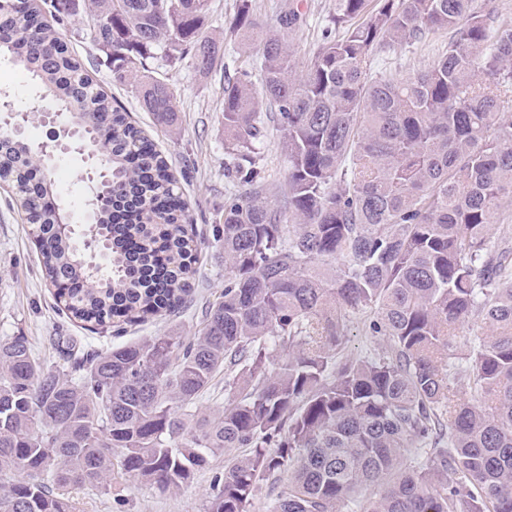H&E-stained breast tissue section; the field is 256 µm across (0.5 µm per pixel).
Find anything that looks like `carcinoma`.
Masks as SVG:
<instances>
[{
    "label": "carcinoma",
    "mask_w": 512,
    "mask_h": 512,
    "mask_svg": "<svg viewBox=\"0 0 512 512\" xmlns=\"http://www.w3.org/2000/svg\"><path fill=\"white\" fill-rule=\"evenodd\" d=\"M336 0L297 74L305 22L281 0L252 68L224 85V291L191 336L172 330L49 366L27 339L0 343V512H78L68 489L127 477L165 492L225 453L205 512H248L288 471L273 512H512V25L497 0ZM86 14L114 81L155 124L176 99L148 63L224 58L204 30L212 0H0V55L49 90L102 156L112 204L88 199L105 264L61 232L49 162L0 118V181L36 226L42 274L93 330L174 315L197 263L186 204L154 143L94 92L64 18ZM252 0L230 25L254 42ZM453 31L406 79L376 53ZM277 124L288 174L275 199L252 159ZM293 223H282L283 214ZM368 316L373 356L342 354ZM482 333L459 354L471 319ZM224 383V411L199 402ZM25 479L15 481L11 473ZM286 476V472H278L275 474V477H270L268 480L262 482L251 501L249 512H270L278 486L286 481Z\"/></svg>",
    "instance_id": "1"
}]
</instances>
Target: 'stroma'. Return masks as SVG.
Masks as SVG:
<instances>
[{
  "mask_svg": "<svg viewBox=\"0 0 512 512\" xmlns=\"http://www.w3.org/2000/svg\"><path fill=\"white\" fill-rule=\"evenodd\" d=\"M336 0H302L305 24L291 37L296 66L304 68L309 52L321 39V31ZM237 0H214L208 30L224 40V61L207 75L196 74L188 64L161 71V79L176 94L179 121L174 132L156 126L129 87L112 79V69L98 57L89 29L81 16L69 17L66 25L72 54L79 57L97 88L112 95L164 152L176 177L179 192L197 230L196 283L189 307L175 316L123 325L120 334L91 333L70 320L63 306L42 277L39 251L30 233L24 212L15 202L12 189L0 186V342L13 336L29 340L37 357L47 364L59 362L64 354L107 350L112 346L146 336H158L170 329L190 332L202 321L204 303L214 300L224 288V247L215 228L224 221V202L243 195L248 187L225 178L229 158L224 153V86L247 66L244 51L235 43L230 23ZM448 47L447 34L426 43L392 45L376 55L375 70L396 79L412 76L428 68ZM8 101L15 112H44L51 98L9 59L0 57V102ZM269 188L284 183L288 158L282 149L276 124H268L264 147L256 157ZM85 164L80 155L56 152L53 173L59 198L72 222L86 229L88 182L81 175ZM224 468L223 458H215L211 468L198 472L191 483L160 492L151 485L128 479L113 486L111 494L92 495L74 490L81 512H204L205 501L215 472Z\"/></svg>",
  "mask_w": 512,
  "mask_h": 512,
  "instance_id": "35a3bbf8",
  "label": "stroma"
}]
</instances>
